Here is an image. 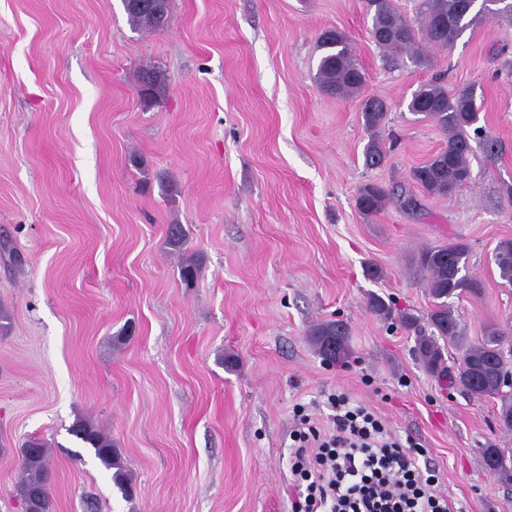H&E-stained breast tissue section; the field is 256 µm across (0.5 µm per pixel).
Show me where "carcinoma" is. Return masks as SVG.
I'll return each mask as SVG.
<instances>
[{"label":"carcinoma","mask_w":512,"mask_h":512,"mask_svg":"<svg viewBox=\"0 0 512 512\" xmlns=\"http://www.w3.org/2000/svg\"><path fill=\"white\" fill-rule=\"evenodd\" d=\"M474 0H420L418 16L421 19L422 43L416 42L413 27L391 6V0H367L373 11L371 35L374 41L391 54L410 53L420 64L426 62L423 46L446 47L456 36L466 30L474 11ZM124 9L130 22L151 31L161 30L169 21V9L155 11L134 7L128 3ZM323 50L317 68V82L334 95L356 94L364 80V73L353 57L342 32L328 29L318 38ZM150 89V100L156 101L163 84L162 74L154 68L142 71L138 85ZM410 109L433 119L448 133V144L428 161L411 170V180L430 195H448L462 188L470 179L469 155L471 152L468 130L478 132L480 111L473 90L469 87L453 95L437 83H429L413 96ZM387 113V106L379 98H370L362 104L365 126L375 132L364 151L365 164L377 167L388 153L385 141L377 135ZM389 201L388 193L375 184L362 187L356 206L366 216L380 213ZM167 242L175 251L183 250L186 234L180 224L167 227ZM469 246L463 242L426 247L419 251L416 264L427 280L429 293L434 300L427 314V327H421L410 313L399 316L400 322L414 330L416 354L431 373L445 372V358L439 341H449L461 351V361L456 382L477 399L487 397L501 401L499 418L506 430H512V394L503 392L500 376L512 373V357L503 345L507 332L497 325L485 328L482 340L475 344L466 342L459 318L448 299L464 293L477 296L480 283L464 274ZM495 263L502 279L512 283V239L504 238L495 248ZM315 350L328 361H337L348 353L349 328L342 320H328L314 325L308 332ZM74 435L87 447L107 470L113 471L112 481L124 495L132 496V486L125 474L121 459L112 448V439L94 426L79 422ZM21 452L22 476L17 494L24 501L27 512H52L49 493L50 455L40 440L25 442ZM483 464L488 473L501 483H512V448L481 449Z\"/></svg>","instance_id":"cac0c4a2"}]
</instances>
